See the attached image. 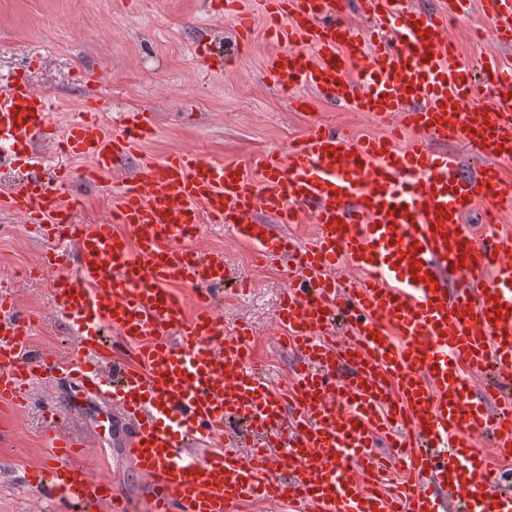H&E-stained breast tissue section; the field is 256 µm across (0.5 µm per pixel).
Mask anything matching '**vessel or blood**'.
I'll return each instance as SVG.
<instances>
[{"label":"vessel or blood","mask_w":512,"mask_h":512,"mask_svg":"<svg viewBox=\"0 0 512 512\" xmlns=\"http://www.w3.org/2000/svg\"><path fill=\"white\" fill-rule=\"evenodd\" d=\"M241 0H205L246 42L252 19ZM279 51L265 71L291 93L391 126L356 138L321 120L286 157L247 165L183 150L144 161L113 186L109 218L81 223L62 189L96 181L155 134L152 112L124 113L108 127L86 96L65 129L50 100L24 76L0 87V164L15 179L0 203L49 241L41 272L57 312L76 328L75 359L36 354L29 318L0 291V402L25 404L31 383L66 372L82 392L120 411L127 452L148 485L145 512H242L255 501L312 512H441L425 488L448 491L459 512H512V488L497 479L512 458V393L494 407L470 393L512 376V235L477 234L466 216L512 203V59L458 60L442 34L481 11L496 41L512 43V0H436L423 12L408 0H360L377 29L354 28L336 0H261ZM309 89L311 98L297 96ZM416 130L397 145L395 130ZM454 141L461 152L436 151ZM81 159L79 169L57 166ZM472 173H464V163ZM309 209L316 234L303 246L274 234ZM232 229L267 264H296L299 287L284 293L278 323L301 355L288 389L246 351L248 329L224 332L216 287L224 255L195 248L203 219ZM128 228L116 234L113 221ZM350 266L362 277L336 279ZM195 292L187 314L182 289ZM132 358H112L108 332ZM57 467L33 466L23 481L54 512H135L112 480L90 473L80 443L50 419ZM493 449L471 451L473 434ZM391 437L401 464L373 450ZM283 476H276L275 467Z\"/></svg>","instance_id":"b4317fda"}]
</instances>
